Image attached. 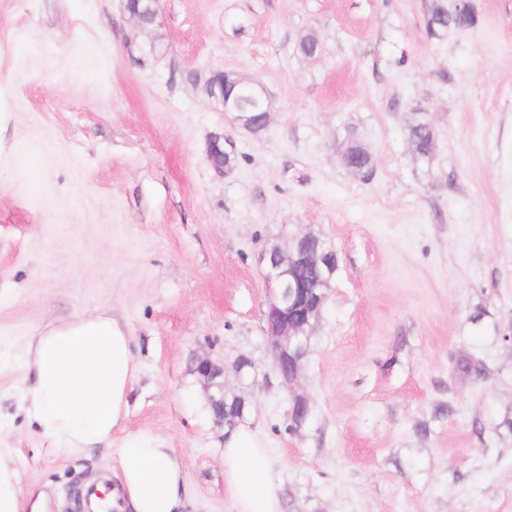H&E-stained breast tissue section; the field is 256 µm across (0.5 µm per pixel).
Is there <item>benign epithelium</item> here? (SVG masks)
<instances>
[{
  "instance_id": "7a95c632",
  "label": "benign epithelium",
  "mask_w": 512,
  "mask_h": 512,
  "mask_svg": "<svg viewBox=\"0 0 512 512\" xmlns=\"http://www.w3.org/2000/svg\"><path fill=\"white\" fill-rule=\"evenodd\" d=\"M234 73L222 69L211 71L204 90L222 102L224 111L236 113V119L250 130L255 123L250 109L224 97L225 84ZM233 141L215 135L209 144V158L214 170L224 174L231 169ZM259 262L269 295L266 300L267 348L276 367L277 376L287 390L291 407L309 409L307 397L296 391L300 367L306 356L313 323L318 320L327 299L322 282L332 281L336 273V250L312 233L295 238L286 248L278 245L265 248ZM226 368L206 356L195 360V373L207 394L210 407L224 402Z\"/></svg>"
}]
</instances>
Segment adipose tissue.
<instances>
[{"label":"adipose tissue","instance_id":"1","mask_svg":"<svg viewBox=\"0 0 512 512\" xmlns=\"http://www.w3.org/2000/svg\"><path fill=\"white\" fill-rule=\"evenodd\" d=\"M128 328L100 309L52 322L20 357V406L50 453L81 457L112 445L126 418L138 372ZM112 488L114 512H188L190 492L175 449L147 432L128 436ZM224 487L235 512H282L281 486L263 435L239 425L227 433ZM15 448L0 445V512H25Z\"/></svg>","mask_w":512,"mask_h":512}]
</instances>
